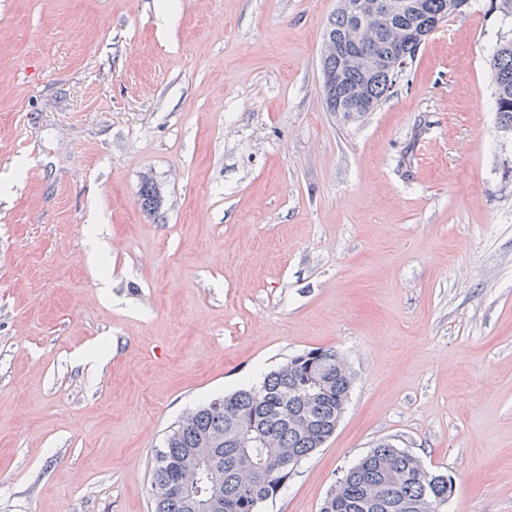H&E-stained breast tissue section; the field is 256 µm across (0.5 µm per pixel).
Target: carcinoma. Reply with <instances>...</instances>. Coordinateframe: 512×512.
Returning <instances> with one entry per match:
<instances>
[{"mask_svg": "<svg viewBox=\"0 0 512 512\" xmlns=\"http://www.w3.org/2000/svg\"><path fill=\"white\" fill-rule=\"evenodd\" d=\"M399 16L369 22L370 35L362 44L363 59L348 69L346 81L365 88L377 107L390 93L398 75L377 65L392 50V30L404 23L429 28L463 11L468 0H407ZM354 28L353 17L338 9L328 20L324 36L341 40ZM494 85L495 112L503 132L512 135V38L500 37L489 59ZM141 204L158 208L161 192L150 177L142 181ZM334 349L317 348L298 354L267 373L256 386L223 397L218 407L199 408L193 421L177 423L156 455L151 489L154 512H199L195 500L183 495L181 484L193 477L198 464L195 449L207 439L221 440L220 452L208 467L216 476L210 484L208 512H259L275 498L293 468L320 448L331 436L336 416L344 412L350 385L336 372ZM320 390L304 401L288 389V375ZM311 419L307 431L291 419L298 413ZM452 493L451 479L427 469L415 456L383 441L343 474V481L327 494L320 512H431L429 501L443 506Z\"/></svg>", "mask_w": 512, "mask_h": 512, "instance_id": "1", "label": "carcinoma"}]
</instances>
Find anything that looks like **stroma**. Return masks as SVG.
Returning <instances> with one entry per match:
<instances>
[{
	"label": "stroma",
	"instance_id": "1",
	"mask_svg": "<svg viewBox=\"0 0 512 512\" xmlns=\"http://www.w3.org/2000/svg\"><path fill=\"white\" fill-rule=\"evenodd\" d=\"M338 7L0 0V512H152L170 426L315 348L349 401L262 512H320L382 440L444 512H512V24L469 0L347 122ZM489 67L494 85L495 112L504 133L512 135V38L497 41Z\"/></svg>",
	"mask_w": 512,
	"mask_h": 512
}]
</instances>
